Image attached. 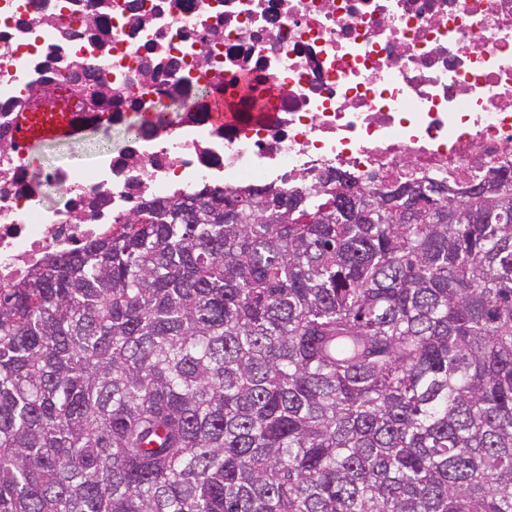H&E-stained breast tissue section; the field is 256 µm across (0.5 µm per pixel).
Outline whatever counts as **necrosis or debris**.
Instances as JSON below:
<instances>
[{
  "mask_svg": "<svg viewBox=\"0 0 512 512\" xmlns=\"http://www.w3.org/2000/svg\"><path fill=\"white\" fill-rule=\"evenodd\" d=\"M57 92L122 141L37 180L17 121ZM506 160L512 0H0V288L145 203Z\"/></svg>",
  "mask_w": 512,
  "mask_h": 512,
  "instance_id": "4bbe7bcc",
  "label": "necrosis or debris"
}]
</instances>
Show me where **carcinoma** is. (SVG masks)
<instances>
[{
	"instance_id": "obj_1",
	"label": "carcinoma",
	"mask_w": 512,
	"mask_h": 512,
	"mask_svg": "<svg viewBox=\"0 0 512 512\" xmlns=\"http://www.w3.org/2000/svg\"><path fill=\"white\" fill-rule=\"evenodd\" d=\"M205 190L0 288V512H512V171Z\"/></svg>"
}]
</instances>
